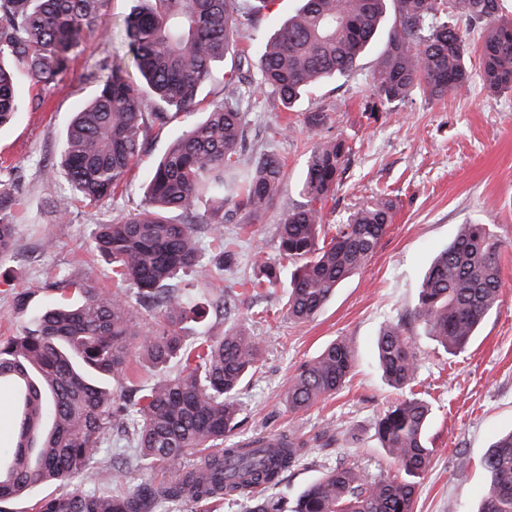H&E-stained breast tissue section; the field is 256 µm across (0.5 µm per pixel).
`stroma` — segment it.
<instances>
[{"label":"stroma","instance_id":"1","mask_svg":"<svg viewBox=\"0 0 512 512\" xmlns=\"http://www.w3.org/2000/svg\"><path fill=\"white\" fill-rule=\"evenodd\" d=\"M135 5V0H106L102 25L87 33L84 51L54 84L31 90L14 123L0 128V180L11 185L18 199L14 249L0 259V338L15 335L23 325L14 306L18 292L29 294L34 314L53 297L50 284L59 276L111 290L112 268L93 251L91 230L139 209L154 163L196 119L190 113L152 123L140 163L107 205L75 200L65 178L51 176L73 112L95 92L100 63L123 51V24ZM296 7V0H269L255 25L240 34L239 52L251 53ZM374 67V54H366L349 77L324 82L290 109L267 92L244 98L251 154L277 156L286 179L262 223L238 237L235 222L228 221L224 232L236 238L233 274L238 278L252 274L256 252L276 255V226L302 203L296 184L315 141L306 116L325 107L333 112L325 136H342L351 148L340 184L326 205V220L342 222L373 197L388 194L395 202L394 218L376 253L307 323L273 313L262 319L244 313L235 321L215 313L201 325L185 322L183 334L194 344L223 336L238 322L260 342L257 368L236 395L237 434L293 430L309 440L299 464L269 491L292 503L339 463L372 478L392 473L374 428L401 393L387 384L378 367L376 340L385 324L402 320L419 359L414 391L432 407L431 459L413 512H476L485 490L481 463L495 438L512 430V92L487 98L475 76L467 88L439 99L413 95L393 103L374 120L364 110ZM285 123L291 130L283 135L278 128ZM63 198L72 205L61 220L54 205ZM468 223L495 225L505 244L500 259L504 286L480 335L463 352L450 354L423 333L413 310L432 258ZM48 238L54 248H44ZM335 339L346 340L353 349L349 380L307 411L290 412L286 389L292 374ZM329 424L336 427V442L327 448L313 445ZM118 463L128 470L131 483L143 479L133 449L116 429L110 443L100 446L93 467L73 484H38L22 496L0 501V512H34L40 499L74 485L87 491L107 488Z\"/></svg>","mask_w":512,"mask_h":512}]
</instances>
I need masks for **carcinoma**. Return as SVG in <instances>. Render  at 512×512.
Listing matches in <instances>:
<instances>
[{
	"label": "carcinoma",
	"mask_w": 512,
	"mask_h": 512,
	"mask_svg": "<svg viewBox=\"0 0 512 512\" xmlns=\"http://www.w3.org/2000/svg\"><path fill=\"white\" fill-rule=\"evenodd\" d=\"M106 0H0V126L20 109L21 75L50 85L84 50L85 35L98 26ZM125 20L126 59L105 64L96 95L65 132L62 170L84 201L108 203L125 174L141 160L152 109L170 117L195 110L199 92L230 55L235 36L252 25L266 0H142ZM300 5L259 49L257 86L292 108L326 78L350 76L360 56L392 24L378 51L372 101L365 111L414 93L441 98L470 83V45L456 15L488 29L479 44L481 81L492 98L512 91V22L502 19L503 0H299ZM243 56L224 72V99L212 104L159 159L143 207L119 222L97 224L98 252L112 263L113 290L60 279L61 297L28 319L18 334L0 340V388L13 400L10 446L0 448V499L26 493L37 482H68L93 463L96 448L112 429L126 426L143 471L163 469L166 482L132 487L128 472L112 470V490L78 487L46 498L36 512H209L224 499L249 496L281 484L301 459L307 442L290 433L277 445L265 436L224 443L240 426L235 396L260 359L258 340L240 326L193 348L182 324L204 309L176 284L182 273H203L195 224H208L215 256L237 260L224 239V221L196 219L201 196L211 215L224 210L257 224L274 204L284 166L264 154L242 163L247 121L242 112ZM330 114L311 112L306 124L318 135ZM350 147L340 137L316 142L298 184L302 205L277 225L279 259L256 254L254 279L224 280L213 309L235 316L247 297L280 288V261L294 264L281 313L304 323L315 317L337 288L376 252L394 215L393 201L376 198L344 224H325V207ZM16 199L0 183V258L11 249ZM180 212L189 223H174ZM504 241L490 224H464L427 271L413 317L450 354L464 350L496 307L503 281ZM155 320L150 334L137 328ZM157 368L182 362L179 373L138 390L125 400L132 344ZM387 381L406 389L415 381L418 357L401 322H390L378 339ZM354 366L351 346L339 339L304 362L290 379L288 409L303 412L334 395ZM430 405L410 395L377 420L375 434L401 477L371 479L339 464L309 484L291 512H412L416 479L429 465L425 436ZM483 466L490 482L480 512H512V431L498 438Z\"/></svg>",
	"instance_id": "obj_1"
}]
</instances>
